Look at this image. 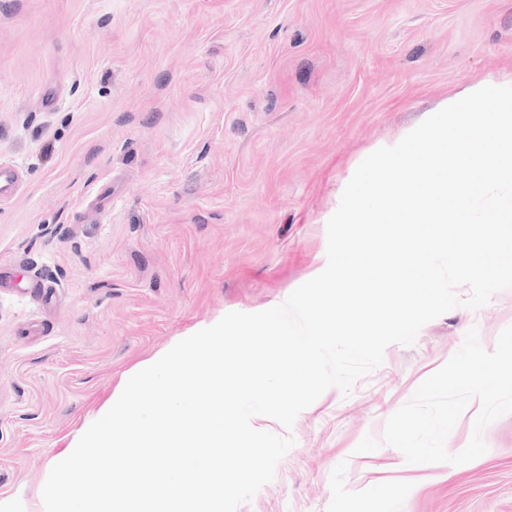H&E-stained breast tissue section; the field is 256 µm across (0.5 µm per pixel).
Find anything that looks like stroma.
<instances>
[{"mask_svg":"<svg viewBox=\"0 0 512 512\" xmlns=\"http://www.w3.org/2000/svg\"><path fill=\"white\" fill-rule=\"evenodd\" d=\"M511 70L512 0H0V166L21 173L0 201V501L38 512L132 369L306 282L368 148ZM511 325L508 289L387 346L297 416L238 512H512V414L461 465L355 450L470 328L490 351Z\"/></svg>","mask_w":512,"mask_h":512,"instance_id":"obj_1","label":"stroma"}]
</instances>
